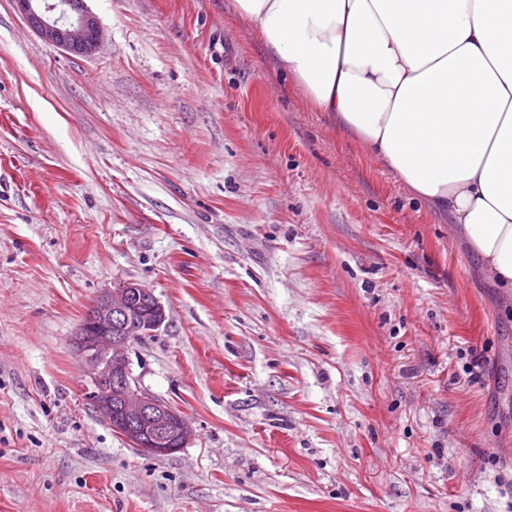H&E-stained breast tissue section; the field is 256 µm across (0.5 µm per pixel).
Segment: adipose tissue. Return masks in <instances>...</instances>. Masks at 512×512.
Listing matches in <instances>:
<instances>
[{
	"label": "adipose tissue",
	"instance_id": "ef3b65f1",
	"mask_svg": "<svg viewBox=\"0 0 512 512\" xmlns=\"http://www.w3.org/2000/svg\"><path fill=\"white\" fill-rule=\"evenodd\" d=\"M321 112L512 293V0H236Z\"/></svg>",
	"mask_w": 512,
	"mask_h": 512
}]
</instances>
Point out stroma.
Here are the masks:
<instances>
[{"instance_id":"35a3bbf8","label":"stroma","mask_w":512,"mask_h":512,"mask_svg":"<svg viewBox=\"0 0 512 512\" xmlns=\"http://www.w3.org/2000/svg\"><path fill=\"white\" fill-rule=\"evenodd\" d=\"M74 55L0 0V512H512V298L316 111L234 0H85ZM127 281L146 456L71 338ZM165 319L153 291L127 281L92 303L73 338L76 352L89 365L85 403L133 447L158 457L185 448L192 431L180 410L135 384L126 351L129 336L130 342L142 341L140 336L154 335Z\"/></svg>"}]
</instances>
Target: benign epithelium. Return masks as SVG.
<instances>
[{"instance_id":"benign-epithelium-1","label":"benign epithelium","mask_w":512,"mask_h":512,"mask_svg":"<svg viewBox=\"0 0 512 512\" xmlns=\"http://www.w3.org/2000/svg\"><path fill=\"white\" fill-rule=\"evenodd\" d=\"M27 25L44 40L77 55L101 39L84 0H17ZM163 305L144 285L127 281L91 305L73 346L89 365L85 403L133 447L153 456L180 451L192 440L188 419L170 403L141 390L126 355L131 336H152L165 322Z\"/></svg>"}]
</instances>
